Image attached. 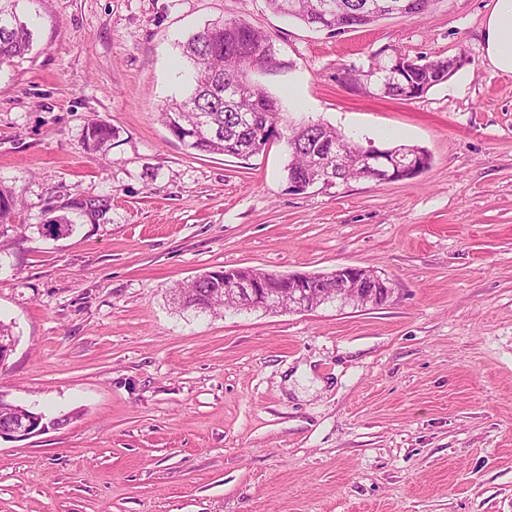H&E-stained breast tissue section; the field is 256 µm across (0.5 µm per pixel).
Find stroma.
<instances>
[{
  "instance_id": "obj_1",
  "label": "stroma",
  "mask_w": 512,
  "mask_h": 512,
  "mask_svg": "<svg viewBox=\"0 0 512 512\" xmlns=\"http://www.w3.org/2000/svg\"><path fill=\"white\" fill-rule=\"evenodd\" d=\"M491 0H435L341 35L266 0H19L34 31L0 66V396L59 429L0 439V512H512V74L484 57ZM241 19L277 49L251 80L285 122L410 145L428 170L294 191L285 139L247 159L186 150L159 112L181 45ZM465 55L412 99L340 81L373 54ZM305 107H288L291 95ZM100 117L106 155L82 146ZM108 196L105 223L42 236L49 206ZM389 278L381 305L194 316L172 288L224 267ZM82 135L84 149L88 152L97 153L112 145L111 142L116 136V131L110 123L92 119L85 125Z\"/></svg>"
}]
</instances>
